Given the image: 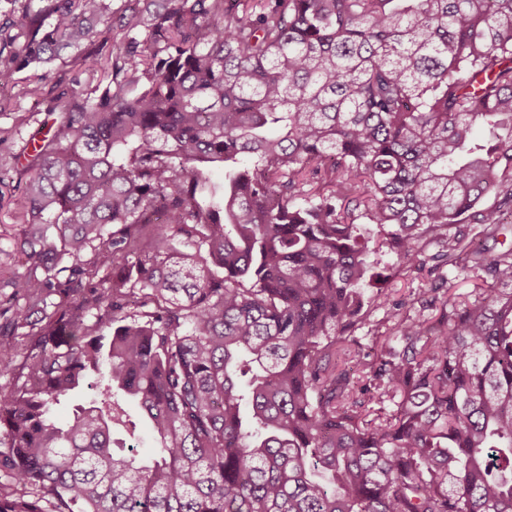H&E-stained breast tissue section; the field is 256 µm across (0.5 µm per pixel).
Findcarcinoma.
<instances>
[{"mask_svg":"<svg viewBox=\"0 0 512 512\" xmlns=\"http://www.w3.org/2000/svg\"><path fill=\"white\" fill-rule=\"evenodd\" d=\"M0 46L104 73L14 155L0 512H512V247L474 246L512 206V0H25ZM429 261L485 278L339 363ZM124 407L128 414H130L131 419L140 421L139 440L137 443L138 451L142 455H150L154 450L155 442L147 422L142 418L140 409L133 402L126 403Z\"/></svg>","mask_w":512,"mask_h":512,"instance_id":"obj_1","label":"carcinoma"}]
</instances>
